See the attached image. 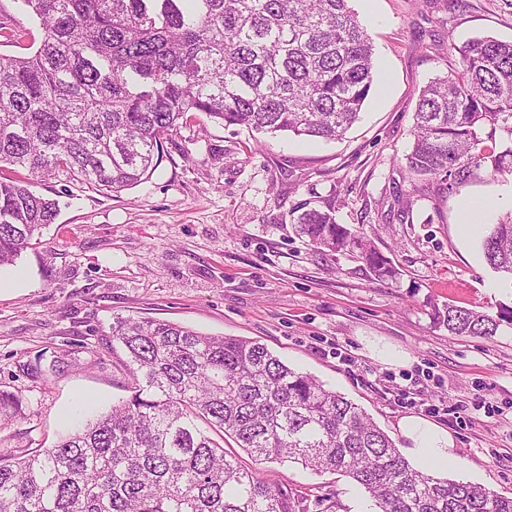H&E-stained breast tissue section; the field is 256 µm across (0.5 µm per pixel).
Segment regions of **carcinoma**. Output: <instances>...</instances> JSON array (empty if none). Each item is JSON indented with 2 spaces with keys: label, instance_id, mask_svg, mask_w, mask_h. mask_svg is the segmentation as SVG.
<instances>
[{
  "label": "carcinoma",
  "instance_id": "cac0c4a2",
  "mask_svg": "<svg viewBox=\"0 0 512 512\" xmlns=\"http://www.w3.org/2000/svg\"><path fill=\"white\" fill-rule=\"evenodd\" d=\"M39 29L34 52L0 54V267L55 223L69 183L118 192L155 171L164 143L202 113L226 127L342 138L374 82V48L349 0H16ZM458 57L419 94L406 169L452 190L512 175V41L453 36ZM54 179L48 197L33 182ZM297 235L350 252L378 280L397 268L335 207H296ZM512 279V220L482 239ZM450 336L491 338L494 318L446 303ZM129 395L51 448L0 454V512H296L260 477L299 463L353 480L376 512H512V497L413 467L344 394L265 345L160 319L120 316ZM232 439L250 469L221 442Z\"/></svg>",
  "mask_w": 512,
  "mask_h": 512
}]
</instances>
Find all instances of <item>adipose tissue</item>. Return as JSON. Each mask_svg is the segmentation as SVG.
Returning <instances> with one entry per match:
<instances>
[{
  "mask_svg": "<svg viewBox=\"0 0 512 512\" xmlns=\"http://www.w3.org/2000/svg\"><path fill=\"white\" fill-rule=\"evenodd\" d=\"M398 426L405 442L403 452L411 464L436 472L455 460V441L440 425L420 417L406 416Z\"/></svg>",
  "mask_w": 512,
  "mask_h": 512,
  "instance_id": "adipose-tissue-1",
  "label": "adipose tissue"
}]
</instances>
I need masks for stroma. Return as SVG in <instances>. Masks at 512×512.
<instances>
[{
  "label": "stroma",
  "instance_id": "obj_1",
  "mask_svg": "<svg viewBox=\"0 0 512 512\" xmlns=\"http://www.w3.org/2000/svg\"><path fill=\"white\" fill-rule=\"evenodd\" d=\"M375 52L376 88L336 141L224 127L198 115L165 145L154 174L112 193L77 182L55 222L0 277V391L19 400L0 421V452L49 448L126 397L111 326L157 317L265 344L298 371L362 406L391 437L422 403L455 440L448 476L512 497V326L452 336L433 305L492 316L512 309V282L465 235L463 201L491 202L483 224L512 215V176L449 189L412 186L405 156L420 89L447 73L448 39L512 40V0H350ZM333 204L398 267L379 281L350 254L324 253L293 231V208ZM404 354L385 364L370 347ZM64 361L51 371L53 361ZM465 408L457 417V408ZM264 480L306 512H374L348 478L264 463Z\"/></svg>",
  "mask_w": 512,
  "mask_h": 512
}]
</instances>
